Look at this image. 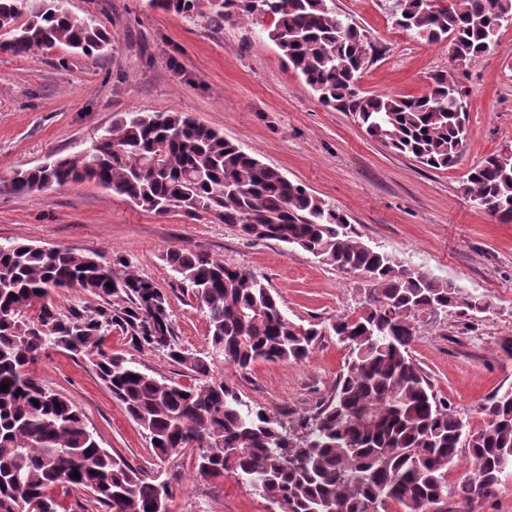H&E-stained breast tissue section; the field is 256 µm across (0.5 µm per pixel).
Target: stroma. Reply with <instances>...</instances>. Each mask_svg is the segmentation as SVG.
Segmentation results:
<instances>
[{"mask_svg":"<svg viewBox=\"0 0 512 512\" xmlns=\"http://www.w3.org/2000/svg\"><path fill=\"white\" fill-rule=\"evenodd\" d=\"M333 4L374 46L358 80L366 93L420 96L434 74L452 71L468 114L455 166L424 167L368 135L352 113L324 106L250 20L216 25L152 8L148 0H70L72 13L111 33L106 57L91 59L62 45L24 58L0 52V242L97 252L130 266L166 295L174 339L192 353L205 351L208 323L165 261L173 248L246 268L279 294L295 322L352 313L363 279L302 250L244 238L211 216H158L89 183L19 193L5 181L13 170L89 147L117 113H188L344 211L365 244L490 303L474 322L454 314L422 319L411 348L438 397L470 430H480L481 404L512 387V357L502 349L512 339V222L478 208L465 187L470 169L512 145V26L502 30L495 51L454 70L446 44L394 25V0ZM104 348L148 373L192 381L165 352L135 347L120 332L107 336ZM347 360L345 345L328 336L297 363L261 361L242 372L218 361L212 370L249 405L292 419L330 396ZM34 371L78 407L102 447L170 482V512H273L233 475L198 476L192 450L156 457L89 357L50 348Z\"/></svg>","mask_w":512,"mask_h":512,"instance_id":"obj_1","label":"stroma"}]
</instances>
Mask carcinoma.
I'll list each match as a JSON object with an SVG mask.
<instances>
[{"label": "carcinoma", "instance_id": "1", "mask_svg": "<svg viewBox=\"0 0 512 512\" xmlns=\"http://www.w3.org/2000/svg\"><path fill=\"white\" fill-rule=\"evenodd\" d=\"M332 0H149L184 16L271 23L267 38L333 108L352 112L368 135L431 169L462 154V89L445 73L422 96L366 95L357 85L373 46ZM68 0H0V50L26 56L63 44L100 56L108 32L74 16ZM395 25L428 43L463 47L476 62L499 46L512 0H396ZM18 192L94 183L144 211L213 216L243 237L299 248L319 263L368 276L357 311L323 325L288 318L278 297L244 268L201 251L172 249L166 262L191 289L208 323L207 351L174 344L167 297L127 266L90 252L0 243V512H58L53 489L83 491L105 512H156L168 482L103 448L82 412L46 387L32 366L49 348L92 356L100 380L146 433L160 458L190 448L203 478L232 474L276 512H469L512 474V387L486 399V426L466 423L437 398L410 349L420 317L474 319L483 297L359 240L349 217L281 171L184 112H123L91 146L19 169ZM490 216L512 221V146L467 178ZM113 287H107V284ZM80 288L103 301L62 313L49 298ZM121 302L112 303L110 298ZM118 330L193 373V383L156 377L101 348ZM349 350L334 394L314 414L283 420L244 402L212 376L219 359L240 370L259 361L298 362L318 339ZM471 476L448 483L461 454ZM77 472L79 477L71 474Z\"/></svg>", "mask_w": 512, "mask_h": 512}]
</instances>
